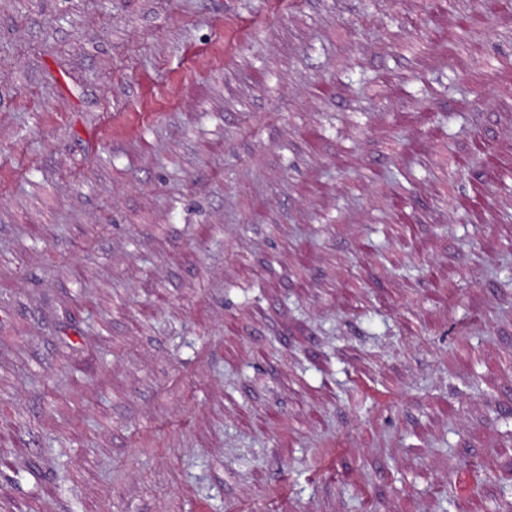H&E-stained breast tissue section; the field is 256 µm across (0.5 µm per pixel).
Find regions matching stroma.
<instances>
[{
    "instance_id": "stroma-1",
    "label": "stroma",
    "mask_w": 512,
    "mask_h": 512,
    "mask_svg": "<svg viewBox=\"0 0 512 512\" xmlns=\"http://www.w3.org/2000/svg\"><path fill=\"white\" fill-rule=\"evenodd\" d=\"M509 61L512 0H0V512H512Z\"/></svg>"
}]
</instances>
